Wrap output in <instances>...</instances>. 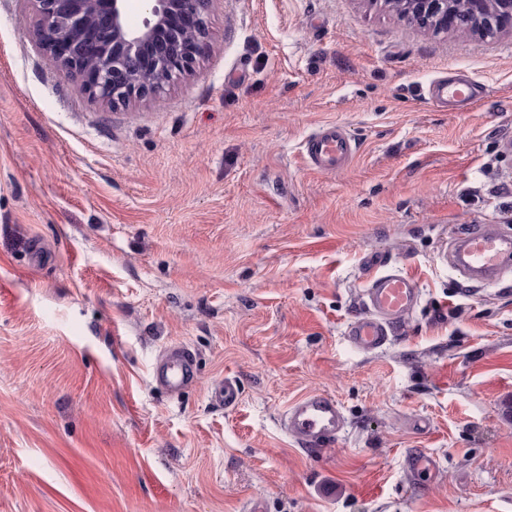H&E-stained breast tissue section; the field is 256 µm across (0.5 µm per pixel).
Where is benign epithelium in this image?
Segmentation results:
<instances>
[{
	"label": "benign epithelium",
	"instance_id": "benign-epithelium-1",
	"mask_svg": "<svg viewBox=\"0 0 512 512\" xmlns=\"http://www.w3.org/2000/svg\"><path fill=\"white\" fill-rule=\"evenodd\" d=\"M47 59L67 71L84 58L98 63L80 73L83 87L103 102L126 105L157 99L189 73L206 44L210 0H143L138 27L127 22V0H32ZM417 24L448 26L449 0H417ZM474 36L512 30V10L477 21Z\"/></svg>",
	"mask_w": 512,
	"mask_h": 512
}]
</instances>
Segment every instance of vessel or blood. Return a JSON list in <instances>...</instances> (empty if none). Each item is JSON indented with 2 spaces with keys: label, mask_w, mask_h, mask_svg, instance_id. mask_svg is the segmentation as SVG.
I'll use <instances>...</instances> for the list:
<instances>
[{
  "label": "vessel or blood",
  "mask_w": 512,
  "mask_h": 512,
  "mask_svg": "<svg viewBox=\"0 0 512 512\" xmlns=\"http://www.w3.org/2000/svg\"><path fill=\"white\" fill-rule=\"evenodd\" d=\"M482 88L462 72H449L428 88L430 99L444 103L471 105L481 98ZM308 165L318 171L343 168L356 152V143L346 128L337 123L321 126L303 145ZM450 265L474 283L496 281L512 270V232L486 225L457 235L448 256ZM362 310L349 321L345 336L356 350L369 353L381 349L394 337L397 326L418 306L421 289L416 277L389 269L379 254L363 263ZM198 378L194 352L181 343L167 347L153 370L155 385L169 396H180ZM284 431L307 449L334 444L347 428L346 415L339 402L324 394H306L288 408L282 421ZM410 480L434 473L436 459L425 451L410 449L402 459Z\"/></svg>",
  "instance_id": "vessel-or-blood-1"
}]
</instances>
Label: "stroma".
<instances>
[{
  "label": "stroma",
  "instance_id": "stroma-1",
  "mask_svg": "<svg viewBox=\"0 0 512 512\" xmlns=\"http://www.w3.org/2000/svg\"><path fill=\"white\" fill-rule=\"evenodd\" d=\"M208 25L160 103L115 108L47 60L31 0H0V512H512V273L441 258L512 230V33L365 0H211ZM450 69L472 108L426 100ZM329 123L357 143L334 173L302 155ZM371 252L422 299L362 353ZM174 342L199 369L177 400L152 382ZM308 393L348 418L318 452L281 425ZM511 232L481 225L455 238L445 262L474 283L496 281L511 270ZM402 465L407 477L417 482L421 477L434 473L437 461L425 451L408 449L403 455Z\"/></svg>",
  "mask_w": 512,
  "mask_h": 512
}]
</instances>
